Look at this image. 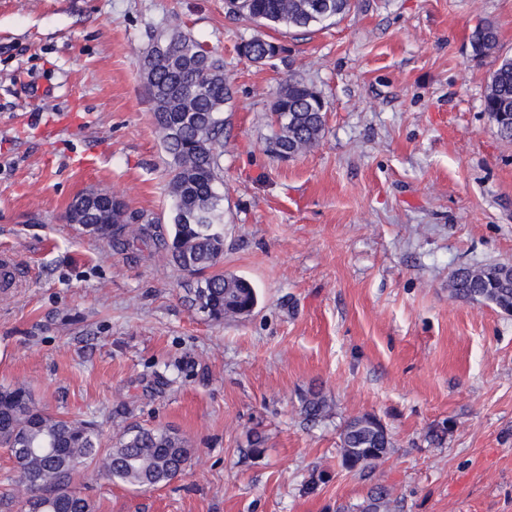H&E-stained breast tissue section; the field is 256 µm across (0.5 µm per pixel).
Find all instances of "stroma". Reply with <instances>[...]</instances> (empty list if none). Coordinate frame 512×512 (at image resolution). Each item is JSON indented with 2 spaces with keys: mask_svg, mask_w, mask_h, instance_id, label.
I'll list each match as a JSON object with an SVG mask.
<instances>
[{
  "mask_svg": "<svg viewBox=\"0 0 512 512\" xmlns=\"http://www.w3.org/2000/svg\"><path fill=\"white\" fill-rule=\"evenodd\" d=\"M496 54L472 59L482 20ZM177 28L224 61V256L258 292L250 315L191 307L167 252L119 250L69 223L85 191L168 223L169 158L136 60ZM283 46L252 63L241 43ZM512 56V0H352L335 24L267 27L225 0H0V386L94 423L171 428L183 475L139 488L80 465L93 512H512V315L453 297L452 273L512 263V142L483 108ZM326 103L319 143L266 149L289 75ZM320 390L329 409L307 420ZM388 455L343 466L358 415ZM260 448H253L255 437Z\"/></svg>",
  "mask_w": 512,
  "mask_h": 512,
  "instance_id": "obj_1",
  "label": "stroma"
}]
</instances>
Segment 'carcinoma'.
<instances>
[{"label": "carcinoma", "instance_id": "cac0c4a2", "mask_svg": "<svg viewBox=\"0 0 512 512\" xmlns=\"http://www.w3.org/2000/svg\"><path fill=\"white\" fill-rule=\"evenodd\" d=\"M236 15L258 22L307 29L335 21L351 9V0H227ZM168 57L157 63L151 99L163 149L171 159L170 193L173 198L171 232L156 231L154 222L141 225L133 238L125 224L140 217L127 214L121 201L112 202V223L102 220L94 192L78 197L72 207L82 211L84 230L108 239L118 249L134 242L153 243L168 252L182 271L196 277L206 289L208 316L248 315L257 305V294L247 280L215 271L224 254V195L218 192L220 158L224 153L222 129L227 85L224 64L191 34L182 30L164 33ZM471 56L481 59L498 48L494 24L479 22L469 37ZM246 59L262 63L279 56L282 46L254 37L240 47ZM273 111L281 113L268 150L290 147L297 151L318 144L324 131L326 106L318 92L295 75L279 91ZM484 111L498 135L512 140V58L503 57L491 72L484 96ZM498 265L484 266V279L460 268L451 283L456 297L495 305L512 313V281L498 282ZM328 404L318 392L304 405L306 418L315 421L327 413ZM0 446L11 449L17 467L16 493L40 512H92V505L70 487L72 461H97L106 475L137 487H157L183 474L191 449L178 434L164 428L128 427L117 445L100 451L94 424L55 416L37 408L24 386L0 387ZM390 448L382 427L366 417L347 421L340 432L342 464L368 468L382 460ZM387 492L378 488L361 505V512H384Z\"/></svg>", "mask_w": 512, "mask_h": 512}]
</instances>
